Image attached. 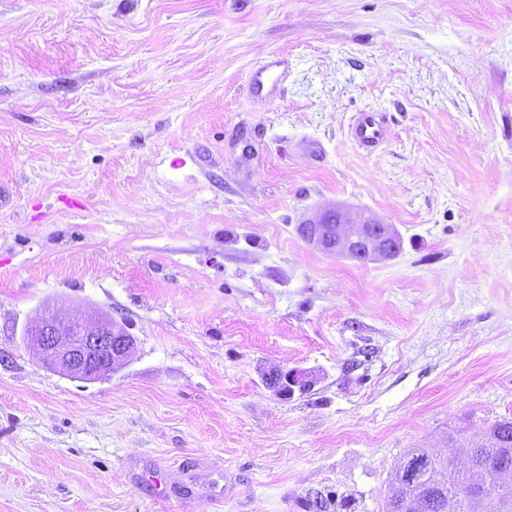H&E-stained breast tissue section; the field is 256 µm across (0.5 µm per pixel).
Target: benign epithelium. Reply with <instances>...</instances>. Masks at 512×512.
Listing matches in <instances>:
<instances>
[{
    "mask_svg": "<svg viewBox=\"0 0 512 512\" xmlns=\"http://www.w3.org/2000/svg\"><path fill=\"white\" fill-rule=\"evenodd\" d=\"M298 231L301 238L324 254H342L359 262L389 259L395 254L396 230L369 213L330 208L303 220ZM24 336L45 366L87 382L99 380L127 365L137 344L127 323L117 321L111 314L86 319L56 311L28 324ZM263 380L283 399L290 398L297 390L309 391L316 383L312 371L297 368H275L266 372ZM448 459L452 468L460 473L468 471L475 463L473 454L466 448L455 449L448 454ZM419 471V461L410 455L404 456L395 469L390 495L399 499L400 512H426L435 503L431 495L426 499L400 497L405 483L414 481ZM448 500L462 501L465 512H479L484 491L465 485L458 495Z\"/></svg>",
    "mask_w": 512,
    "mask_h": 512,
    "instance_id": "benign-epithelium-1",
    "label": "benign epithelium"
}]
</instances>
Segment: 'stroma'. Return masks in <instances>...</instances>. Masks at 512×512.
Wrapping results in <instances>:
<instances>
[{
    "label": "stroma",
    "instance_id": "stroma-1",
    "mask_svg": "<svg viewBox=\"0 0 512 512\" xmlns=\"http://www.w3.org/2000/svg\"><path fill=\"white\" fill-rule=\"evenodd\" d=\"M334 204L401 252L313 249ZM46 309L125 318L133 359L46 368ZM503 417L512 0H0V512H385L407 449ZM349 134L358 147L373 151L388 140V130L374 111L358 112L349 126ZM269 388L283 399L290 398L296 391L306 392L316 383V377L310 370L297 368H275L263 376Z\"/></svg>",
    "mask_w": 512,
    "mask_h": 512
}]
</instances>
